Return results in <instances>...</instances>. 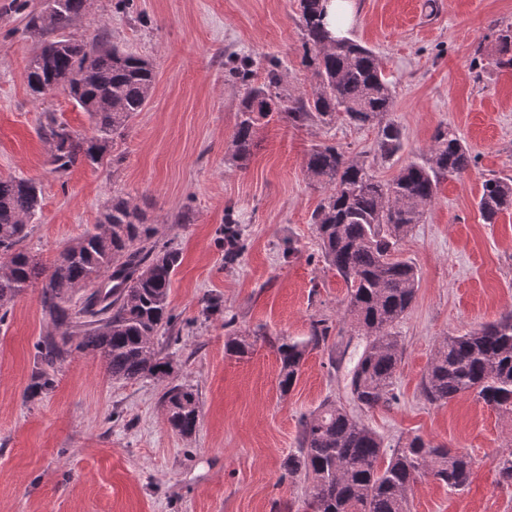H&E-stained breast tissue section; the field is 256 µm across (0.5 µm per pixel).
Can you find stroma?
Returning a JSON list of instances; mask_svg holds the SVG:
<instances>
[{
	"label": "stroma",
	"mask_w": 512,
	"mask_h": 512,
	"mask_svg": "<svg viewBox=\"0 0 512 512\" xmlns=\"http://www.w3.org/2000/svg\"><path fill=\"white\" fill-rule=\"evenodd\" d=\"M88 0L66 29L87 44L100 35L153 61L157 79L102 164L58 177L37 129L46 114L92 135L67 91L34 98L26 66L39 46L28 14L42 0H0V178L41 189L40 210L21 249L51 263L97 224L114 197L138 205L159 242L180 253L170 302L176 317L162 379L112 380L90 353L74 355L54 389L28 397L35 345L53 332L39 289L17 297L0 319V512H305L307 481L289 476L300 420L325 400L348 402L347 375L360 347L343 332L347 285L325 264L311 215L325 195L309 179L314 144H339L373 162L381 179L425 156L439 127L475 158L471 170L441 179L399 258L420 278L397 327L403 357L397 401L363 413L384 440L422 436L468 453L472 481L460 492L433 478L410 496V512H512V487L496 483L495 456L512 438V417L471 397L430 404L422 377L443 336L512 311V209L485 223L482 183L512 177V68L493 63L496 32L512 25V0H361L348 36L373 49L391 81L386 116L402 135L391 158L376 151L377 127L261 122L246 166L226 163L243 93L224 76V56L254 61L262 82L279 60L290 95L311 92L302 63L298 0ZM238 222L244 249L224 262V218ZM330 326L307 353L288 394L278 385V339H307L313 321ZM245 357L229 354L230 334ZM199 395L193 436L170 428L163 389Z\"/></svg>",
	"instance_id": "35a3bbf8"
}]
</instances>
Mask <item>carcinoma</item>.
I'll use <instances>...</instances> for the list:
<instances>
[{
	"label": "carcinoma",
	"instance_id": "1",
	"mask_svg": "<svg viewBox=\"0 0 512 512\" xmlns=\"http://www.w3.org/2000/svg\"><path fill=\"white\" fill-rule=\"evenodd\" d=\"M87 0H64L54 38L32 53L26 79L32 92L44 96L60 87L89 114L95 135L85 138L49 114L41 138L49 143L52 170L64 175L73 168L96 165L110 143L122 136L129 119L146 106L156 82L153 63L122 51L106 37L87 46L63 35L86 8ZM303 31V64L312 70L314 91L294 99L284 90L281 64L272 60L263 82H253L252 61L228 57V79L245 87L229 160L243 166L255 145L257 126L274 117L294 125H330L341 118L364 127L393 111L394 91L375 52L347 38L333 37L323 24L321 0H299ZM498 67H512V26L497 31ZM402 147L400 129L378 128L377 153L390 158ZM474 162L469 148L454 132L439 129L434 144L419 161H410L383 181L371 164L346 155L336 144L321 143L307 154L310 177L327 189L313 212L326 264L348 286L344 322L364 345L349 371L352 402L362 411L388 407L396 400L395 382L402 359L397 332L415 299L416 267L398 257L399 243L422 222L440 180L459 176ZM512 208V177L482 183L478 209L487 224ZM40 209V191L31 182L0 179V258L11 260L0 272V309L31 288H41L43 311L61 330L36 344L37 371L31 395L55 387V372L74 352L102 357L114 380L132 382L168 374L159 356L158 337L169 332L172 277L176 250L153 241L154 225L132 202L112 199L104 213L107 230L93 227L63 248L46 266L19 248L27 224ZM242 249L238 224L224 225V262H234ZM97 282L100 287L80 305L71 303L74 289ZM329 327L317 320L305 341H282L279 388L288 393L296 383L308 349L325 343ZM426 400L434 405L472 395L503 414H512V313L478 328L446 336L422 378ZM161 402L171 428L191 436L199 423V397L181 384L164 388ZM474 461L420 436L390 450L360 416L343 404L324 401L303 418L297 452L288 457V474L308 482L310 512H409V495L425 477L450 491L465 489ZM497 484L512 486V447L498 452Z\"/></svg>",
	"mask_w": 512,
	"mask_h": 512
}]
</instances>
